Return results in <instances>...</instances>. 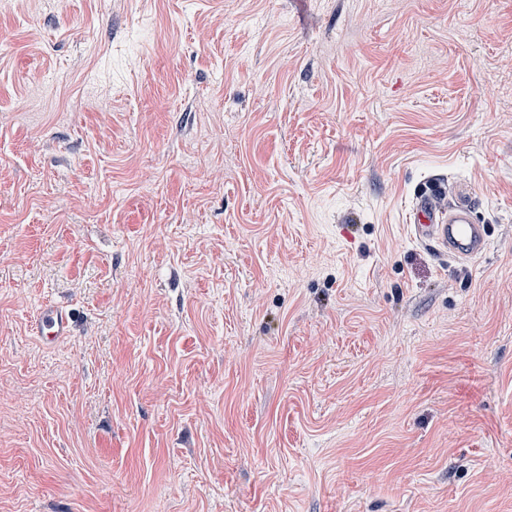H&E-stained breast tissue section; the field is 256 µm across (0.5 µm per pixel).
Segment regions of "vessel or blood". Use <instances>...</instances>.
<instances>
[{"label":"vessel or blood","instance_id":"1","mask_svg":"<svg viewBox=\"0 0 512 512\" xmlns=\"http://www.w3.org/2000/svg\"><path fill=\"white\" fill-rule=\"evenodd\" d=\"M405 222L411 240L460 262L482 257L489 249V227L479 223L471 196L443 174L415 192ZM70 331V320L60 305L45 303L37 313L35 334L43 344H55Z\"/></svg>","mask_w":512,"mask_h":512}]
</instances>
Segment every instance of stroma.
I'll return each mask as SVG.
<instances>
[{
    "instance_id": "obj_1",
    "label": "stroma",
    "mask_w": 512,
    "mask_h": 512,
    "mask_svg": "<svg viewBox=\"0 0 512 512\" xmlns=\"http://www.w3.org/2000/svg\"><path fill=\"white\" fill-rule=\"evenodd\" d=\"M0 37V512H512V0H13ZM440 173L463 267L405 223ZM405 222L411 240L460 262L482 257L489 249V225L479 223L472 197L460 185L449 183L445 174L420 186ZM71 331L70 320L64 309L51 302H46L35 318L36 337L45 345H52Z\"/></svg>"
}]
</instances>
